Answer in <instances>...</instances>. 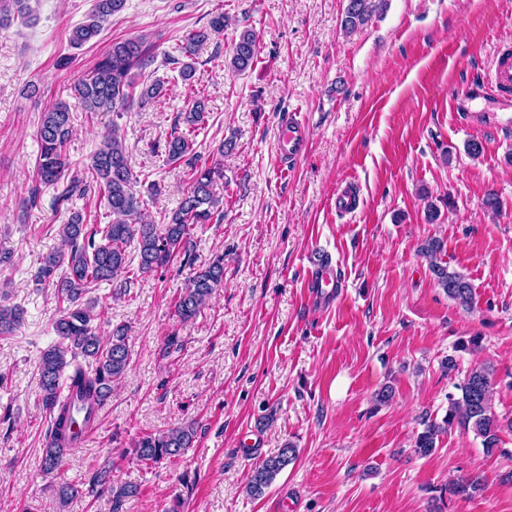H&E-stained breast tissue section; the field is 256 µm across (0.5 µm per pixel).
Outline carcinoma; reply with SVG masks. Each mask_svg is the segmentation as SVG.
I'll use <instances>...</instances> for the list:
<instances>
[{
    "label": "carcinoma",
    "mask_w": 512,
    "mask_h": 512,
    "mask_svg": "<svg viewBox=\"0 0 512 512\" xmlns=\"http://www.w3.org/2000/svg\"><path fill=\"white\" fill-rule=\"evenodd\" d=\"M387 0H346L340 26L350 33L367 24L383 10ZM126 0H93L87 20L74 27L70 43L82 46L95 39L102 22L123 11ZM229 25V17L219 13L208 25L194 30L182 43L181 53L187 58L179 70L180 79L192 84L195 67L191 59L197 49L212 36L221 34ZM256 33L242 30L225 50L224 66L235 73H243L257 61ZM153 56L143 38H128L112 43V49L103 55L92 71L74 85V94L88 112H117L130 107L133 94V71L147 68ZM204 102L197 99L184 113L186 130L174 125L165 144L166 160L177 163L185 160L190 176L184 197L168 221L156 223L141 210L136 195V177L128 164L125 147L117 134L104 136L101 147L92 155L90 170L95 186L75 177H68L70 164L64 146L73 133L72 114L67 104L56 102L44 109L38 127L41 151L36 165V184L60 189L57 204L73 195H86L95 189L106 201L112 222L103 226H88L75 213L61 225L60 236L65 251L51 252L42 259L38 281L54 287L58 302L64 304L54 321L59 342L45 350L39 363V387L43 409L49 415L50 430L42 450V466L47 471L60 469L66 451L74 447L76 413H81L83 424L95 422L97 414L112 395V383L121 379L129 367L130 351L126 328L117 326L108 342L97 333L94 313L96 303L82 304L83 295L100 282L114 283L112 297L126 294L131 269L127 261L128 243L137 241L138 272L149 275L168 270L175 260L194 263L191 231L197 224L211 221L213 210L219 204L214 196V185L224 180V167L219 163L199 166L191 156L193 142L190 136L195 128L205 123ZM442 245L436 239L427 240L420 253L429 259V267L437 285L448 298L461 308L473 305V287L465 274L449 269L441 258ZM224 284V256L217 255L199 266L174 303L175 313L183 322L194 319L215 290ZM20 320L15 308L0 305V335L13 332ZM494 368L476 363L464 378L454 384L458 394H448V411L441 422L423 421V430L414 441V452L430 455L440 434L458 426L481 438L484 452L499 451V433L512 429V419L504 421L493 406ZM196 437L193 422L171 427L165 431L145 433L135 442V458L148 465L182 455L192 447ZM298 458V449L287 443L274 456L255 464L249 473L246 492L253 498L262 496L277 476ZM93 486L112 494L113 509L139 492L137 485L126 483L112 486L111 471L96 472ZM479 477H462L448 483V495L469 498L479 490ZM82 490L76 484L62 481L55 488L61 506H66Z\"/></svg>",
    "instance_id": "cac0c4a2"
}]
</instances>
